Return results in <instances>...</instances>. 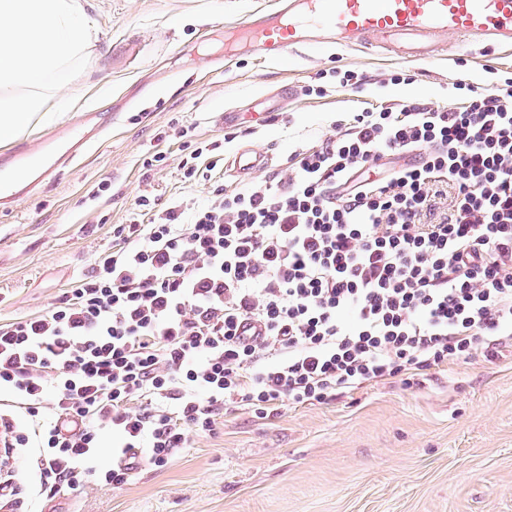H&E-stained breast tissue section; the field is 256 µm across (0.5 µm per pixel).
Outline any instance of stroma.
<instances>
[{
    "mask_svg": "<svg viewBox=\"0 0 512 512\" xmlns=\"http://www.w3.org/2000/svg\"><path fill=\"white\" fill-rule=\"evenodd\" d=\"M94 39L86 69L60 89L74 111L34 124L26 139L97 113L107 133L39 194L0 213V322L45 313L90 275L146 195L206 203L215 183L247 180L224 166L249 145L273 157L267 180L296 151L320 144L348 113L460 104L461 84L484 87L512 72V48L451 40L447 52L406 61L369 45L321 43L276 62L224 60V24L271 0H77ZM351 70L355 85L340 86ZM408 81L395 83V73ZM323 95H314V87ZM234 110L224 126L217 112ZM220 146L209 181L187 182L191 149ZM161 154L160 162L146 158ZM100 197L90 191L98 184ZM29 447L14 448L0 512H512V341L448 365L381 381L329 403L282 406L262 417L239 407L213 431L127 483L36 495Z\"/></svg>",
    "mask_w": 512,
    "mask_h": 512,
    "instance_id": "obj_1",
    "label": "stroma"
}]
</instances>
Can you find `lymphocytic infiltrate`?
<instances>
[{
	"instance_id": "obj_1",
	"label": "lymphocytic infiltrate",
	"mask_w": 512,
	"mask_h": 512,
	"mask_svg": "<svg viewBox=\"0 0 512 512\" xmlns=\"http://www.w3.org/2000/svg\"><path fill=\"white\" fill-rule=\"evenodd\" d=\"M118 225L50 311L0 323V389L41 492L164 466L223 409L320 403L512 339V77L462 105L354 112L272 179ZM56 416L44 419L46 396ZM120 440L117 436H113L111 432H105L101 436V449L96 459L97 467L106 469L120 461L116 448L119 446Z\"/></svg>"
}]
</instances>
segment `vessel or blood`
<instances>
[{"label": "vessel or blood", "instance_id": "obj_1", "mask_svg": "<svg viewBox=\"0 0 512 512\" xmlns=\"http://www.w3.org/2000/svg\"><path fill=\"white\" fill-rule=\"evenodd\" d=\"M239 28L242 41L266 61L307 46L315 30L341 45L373 41L399 58L420 60L443 51L448 36L512 46V0H274ZM91 121V113H80L47 139L13 150L0 163V209L17 195L37 193L86 151L98 134ZM269 161L265 152L244 148L233 164L238 176L251 178Z\"/></svg>", "mask_w": 512, "mask_h": 512}]
</instances>
